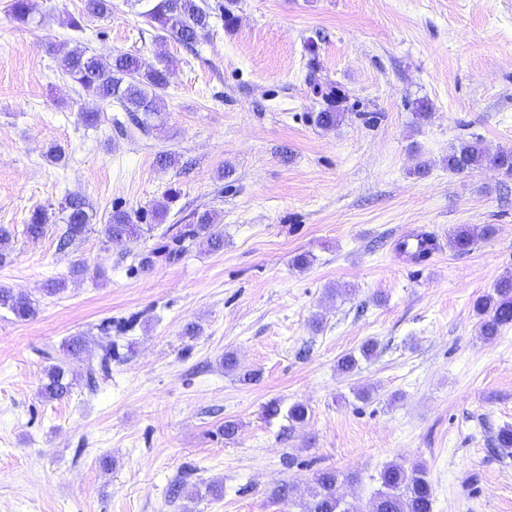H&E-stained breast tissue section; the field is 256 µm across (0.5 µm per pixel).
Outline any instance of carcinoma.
<instances>
[{
    "instance_id": "carcinoma-1",
    "label": "carcinoma",
    "mask_w": 512,
    "mask_h": 512,
    "mask_svg": "<svg viewBox=\"0 0 512 512\" xmlns=\"http://www.w3.org/2000/svg\"><path fill=\"white\" fill-rule=\"evenodd\" d=\"M130 6L139 8V15L157 32V38L165 41L169 38L183 44L193 45L199 39L209 35L212 29L214 13L204 0H126ZM113 0H84V6L78 15L68 14L63 25L77 32L85 30V23L92 18H103L112 14ZM8 16L22 25H31L35 20L33 0H11ZM58 57L62 74L77 84L83 94L93 99L116 103L128 114L131 124L139 131L148 133L163 129L162 112L165 111L164 92L169 85L167 67H144L140 57L118 52L105 59L86 47L68 48L64 45L54 50ZM327 107L316 113L315 124L323 129L336 127L343 119L344 112L338 107L339 90L333 86L325 89ZM450 172L479 170L487 166L495 167L512 175V151L489 152L484 142L478 138L464 141L454 148L446 159ZM178 197V191L171 188L164 201L155 204L152 213L154 220L161 223L169 210V204ZM66 229L58 240L59 249L64 250L81 239L91 223L89 204L85 197L77 194L66 198L63 207ZM140 216L115 209L111 211L104 224V234L110 241L130 238L140 234L152 225L138 223ZM49 216L43 209L32 212L25 224L24 233L38 238L45 232ZM496 232L495 225H462L449 236L450 246L457 252L471 251L479 240H488ZM198 245L208 251L224 248V228L219 224V215L213 210L198 214L196 222L184 224L171 241L153 249L140 260L143 269L151 267L155 259L163 258L167 262L179 259L189 245ZM0 308L10 311L19 320L34 318L38 313L36 303L26 294L16 293L10 288H0ZM474 311L479 318L480 336L490 341L502 330L512 326V273L502 276L494 285L493 293L478 298ZM137 315L132 314L118 322L112 319L103 321L98 329L108 335L112 331L124 333L135 328ZM92 339L77 334L64 341L62 350L72 356L86 355V385L92 391L99 387V381L106 380L111 371L112 362L122 356L119 345L109 341L99 346V352L92 353ZM376 345L370 341L364 343L359 354L349 353L341 358L339 367L344 372L354 370L359 358L369 359L375 353ZM53 363L45 368L41 395L48 400H58L67 396L73 385V374L66 361L46 355ZM339 475L330 469L316 472L312 479L309 498L298 504L300 512H351L345 503L336 496V484ZM380 489L371 499L367 512H432L433 487L427 478L426 468L414 463L407 467L400 463H391L384 467L378 476Z\"/></svg>"
}]
</instances>
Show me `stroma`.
Segmentation results:
<instances>
[{
    "label": "stroma",
    "mask_w": 512,
    "mask_h": 512,
    "mask_svg": "<svg viewBox=\"0 0 512 512\" xmlns=\"http://www.w3.org/2000/svg\"><path fill=\"white\" fill-rule=\"evenodd\" d=\"M9 2L0 226L15 237L0 286L40 312L21 322L0 310V512H289L326 468L364 512L392 462L425 466L433 512H512V453L492 445L512 425V326L485 341L473 308L512 271V175L443 164L475 137L512 150V0H238L236 27L214 21L191 50L159 41L123 0L81 33L61 20L83 0H35L41 21L25 27ZM51 43L165 61L166 131L120 135L108 104L105 122L84 127L78 114L92 102ZM311 75L343 95L336 128L312 121L324 102ZM419 99L432 105L424 122ZM53 146L63 161L48 157ZM162 151L176 167L156 166ZM226 167L232 176L218 179ZM172 188L180 195L162 224L106 242L113 208L150 215ZM72 193L94 219L61 251ZM36 209L51 221L32 239L24 225ZM205 209L221 216L222 250L140 269ZM461 224L497 233L459 254L448 236ZM413 233L437 243L426 262L397 249ZM300 253L313 258L301 272L291 265ZM79 258L88 270L76 276ZM53 280L65 286L50 295ZM134 313V331L119 337L128 356L106 383L42 398L43 351L79 332L107 343L99 324ZM191 322L202 328L192 339ZM369 339L376 356L338 371ZM228 352L236 371L224 368ZM243 372L258 381L241 382ZM273 402L282 413L270 418ZM295 402L309 411L300 425L284 415ZM214 480L221 499H189Z\"/></svg>",
    "instance_id": "1"
}]
</instances>
